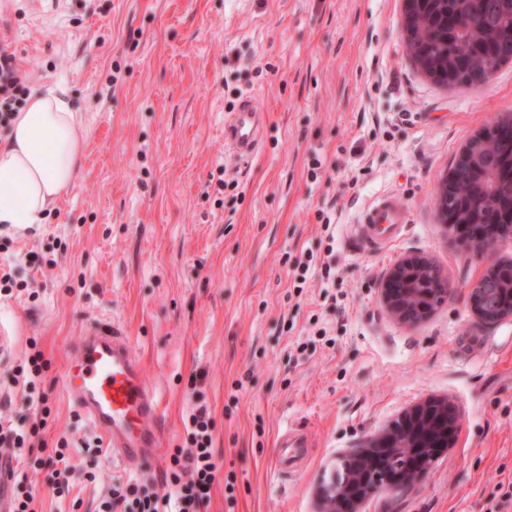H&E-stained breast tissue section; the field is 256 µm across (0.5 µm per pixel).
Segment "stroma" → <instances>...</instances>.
<instances>
[{
    "label": "stroma",
    "instance_id": "obj_1",
    "mask_svg": "<svg viewBox=\"0 0 512 512\" xmlns=\"http://www.w3.org/2000/svg\"><path fill=\"white\" fill-rule=\"evenodd\" d=\"M402 0H0V44L31 92L86 118L73 184L29 232L0 229V414L47 445L69 441L68 493L23 448L35 512H99L163 473L191 409L206 405L222 468L201 512H317L324 472L425 398L461 411L452 447L417 485L364 512H488L512 482V316L479 327L465 295L486 262L459 248L436 207L460 148L512 114V63L477 88L414 64ZM265 115L257 154L236 158L224 121L244 96ZM394 196L410 222L368 249L365 210ZM334 237H327L323 216ZM448 270L454 298L409 327L381 281L402 256ZM336 285H293L295 261ZM96 318L118 322L159 398L158 456L130 470L63 391L68 347ZM47 370L16 380L31 349ZM305 445L282 448L286 427Z\"/></svg>",
    "mask_w": 512,
    "mask_h": 512
}]
</instances>
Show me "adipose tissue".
Masks as SVG:
<instances>
[{"mask_svg": "<svg viewBox=\"0 0 512 512\" xmlns=\"http://www.w3.org/2000/svg\"><path fill=\"white\" fill-rule=\"evenodd\" d=\"M83 117L54 93L34 94L15 113L0 149V224L42 223L73 183L82 160Z\"/></svg>", "mask_w": 512, "mask_h": 512, "instance_id": "obj_1", "label": "adipose tissue"}]
</instances>
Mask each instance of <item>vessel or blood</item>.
<instances>
[{
    "mask_svg": "<svg viewBox=\"0 0 512 512\" xmlns=\"http://www.w3.org/2000/svg\"><path fill=\"white\" fill-rule=\"evenodd\" d=\"M263 114L243 99L224 124V141L241 160L254 157L261 143ZM408 222L405 208L388 195L377 198L357 224L359 238L370 248L384 247ZM130 340L116 323L95 320L75 344L63 390L79 412L129 468H137L162 443L158 401Z\"/></svg>",
    "mask_w": 512,
    "mask_h": 512,
    "instance_id": "b4317fda",
    "label": "vessel or blood"
}]
</instances>
